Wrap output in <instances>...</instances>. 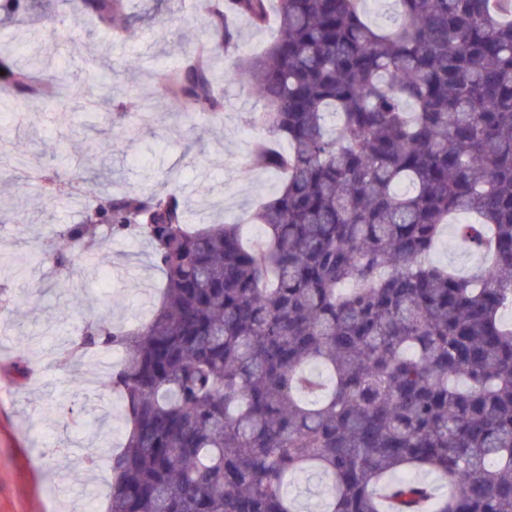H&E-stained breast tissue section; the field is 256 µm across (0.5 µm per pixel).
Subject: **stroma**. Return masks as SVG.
Returning a JSON list of instances; mask_svg holds the SVG:
<instances>
[{"mask_svg": "<svg viewBox=\"0 0 512 512\" xmlns=\"http://www.w3.org/2000/svg\"><path fill=\"white\" fill-rule=\"evenodd\" d=\"M28 14L0 15V42L36 37L49 39L67 55L76 81H83L89 55L111 57L119 86L111 105L100 112H40L14 126L13 152L28 154L32 165L51 166L64 180L98 178L113 192L181 191L195 224L245 219L280 183L278 175L250 164L248 129L251 113L262 100L246 79L219 85L224 121L207 122L178 112L162 96L153 70L178 65L186 46L205 41L203 20L192 0H131L121 27L89 21L63 0H26ZM81 39L80 52L70 50ZM151 106L154 122L138 138L112 145L109 169L89 139L108 123L135 121ZM87 132L80 142L72 131ZM68 200L46 207L39 191L21 175L0 182V228L10 238L0 255L12 256L5 267L9 295L5 327L0 328V512H86L88 485L107 495L109 473L90 471L91 448L118 450L124 442L120 400L105 384L76 386L74 370L56 357L87 316H109L135 326L145 320L158 298L162 275L148 261L147 244L136 238L112 240L110 272L89 262L58 273L35 259L24 226L34 223L42 237L78 220ZM30 344L35 375L23 382L15 370L17 343Z\"/></svg>", "mask_w": 512, "mask_h": 512, "instance_id": "35a3bbf8", "label": "stroma"}]
</instances>
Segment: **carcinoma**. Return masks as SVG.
Returning a JSON list of instances; mask_svg holds the SVG:
<instances>
[{"instance_id": "obj_1", "label": "carcinoma", "mask_w": 512, "mask_h": 512, "mask_svg": "<svg viewBox=\"0 0 512 512\" xmlns=\"http://www.w3.org/2000/svg\"><path fill=\"white\" fill-rule=\"evenodd\" d=\"M127 0H81L104 26ZM199 0L215 46L157 74L165 95L213 123L218 79L246 75L265 110L253 166L281 181L238 223H190L177 190L116 194L36 252L61 271L111 265L106 243L142 237L165 279L151 317L85 319L59 362L106 347L124 448L109 457L105 512H512V0ZM273 25L257 58L237 23ZM0 45V118L47 100L113 97L112 70L69 86ZM454 215L489 269L458 274L432 253ZM436 474L438 494L420 479ZM325 480L314 476L301 475L298 477L295 489L301 492L303 507L314 510L325 489Z\"/></svg>"}]
</instances>
